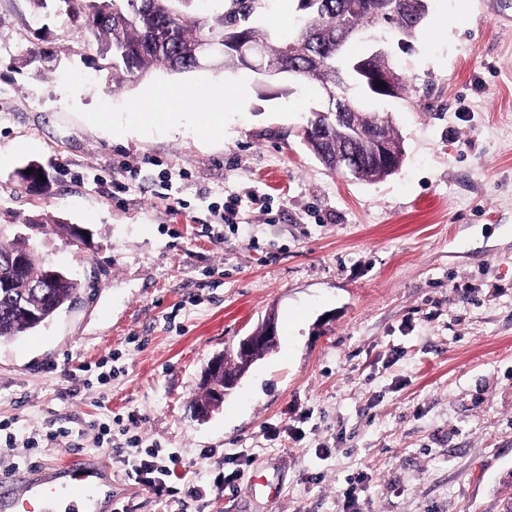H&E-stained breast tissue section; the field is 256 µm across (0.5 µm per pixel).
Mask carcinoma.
<instances>
[{
    "label": "carcinoma",
    "mask_w": 512,
    "mask_h": 512,
    "mask_svg": "<svg viewBox=\"0 0 512 512\" xmlns=\"http://www.w3.org/2000/svg\"><path fill=\"white\" fill-rule=\"evenodd\" d=\"M67 16L84 17V37L100 56L112 59V69L128 77L154 71L170 74L203 69L194 55L203 39H253L265 46V64L286 68L293 62L303 71L302 81L326 85L346 97L360 112L361 145L370 153L376 139L402 147L392 122L373 123L367 116L357 86L346 74L336 75V32L339 28L363 32L380 29L400 39H415L428 15L429 0H359L360 7L343 9L346 0H313L296 6L289 33L266 26L265 17L279 0H59ZM305 142L313 154L331 167L334 149L344 143L341 127H326L311 115ZM82 283L68 277L50 289L46 302L35 301L41 318L35 324L11 319L14 295L0 291V338H17L52 321L80 298Z\"/></svg>",
    "instance_id": "obj_1"
}]
</instances>
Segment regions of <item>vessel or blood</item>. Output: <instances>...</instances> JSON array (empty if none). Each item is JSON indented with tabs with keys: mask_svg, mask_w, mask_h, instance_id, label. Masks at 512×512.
Segmentation results:
<instances>
[{
	"mask_svg": "<svg viewBox=\"0 0 512 512\" xmlns=\"http://www.w3.org/2000/svg\"><path fill=\"white\" fill-rule=\"evenodd\" d=\"M110 467L94 457L0 475V512H121L119 493H104Z\"/></svg>",
	"mask_w": 512,
	"mask_h": 512,
	"instance_id": "1",
	"label": "vessel or blood"
}]
</instances>
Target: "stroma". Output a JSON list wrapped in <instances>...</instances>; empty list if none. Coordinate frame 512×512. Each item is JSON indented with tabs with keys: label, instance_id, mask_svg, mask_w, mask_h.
Listing matches in <instances>:
<instances>
[{
	"label": "stroma",
	"instance_id": "stroma-1",
	"mask_svg": "<svg viewBox=\"0 0 512 512\" xmlns=\"http://www.w3.org/2000/svg\"><path fill=\"white\" fill-rule=\"evenodd\" d=\"M57 10L0 0V239L35 215L80 225L86 246L33 242L96 286L0 339V420L17 435L0 471L94 456L130 512H180L129 484L118 444H98L91 422L119 415L144 446L178 452L169 485H208L197 512H341L353 481L358 512H499L512 497V0H430L411 49L392 51L408 96L367 102L405 151L372 184L306 148L321 89L247 69L118 85ZM36 45L51 59L33 60ZM169 85L226 95L223 135L185 118L116 135ZM30 160L46 188L17 177ZM230 196L233 226L217 216ZM270 314L277 346L197 420L208 360ZM61 427L69 437L45 442ZM232 453L229 491L212 481ZM258 469L277 497L250 489Z\"/></svg>",
	"mask_w": 512,
	"mask_h": 512
}]
</instances>
